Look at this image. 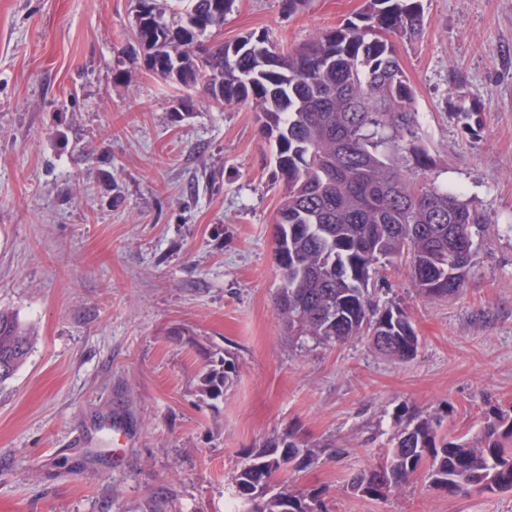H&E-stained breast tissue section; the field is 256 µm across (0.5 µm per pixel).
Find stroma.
Segmentation results:
<instances>
[{
    "mask_svg": "<svg viewBox=\"0 0 512 512\" xmlns=\"http://www.w3.org/2000/svg\"><path fill=\"white\" fill-rule=\"evenodd\" d=\"M365 0H232L203 47L298 46ZM398 41L439 184L492 226L468 283L421 297L380 273L419 337L398 362L367 339L301 349L273 309L285 184L255 107L146 71L132 0H0V308L36 337L0 386V512H225L246 450L288 431L344 457L287 472L329 512H512V492L448 495L415 477L350 494L400 403L476 427L512 404V0H423ZM232 353L223 399L199 391ZM235 377L236 367L230 354L226 351L212 353L199 376V390L210 400L221 399L234 385Z\"/></svg>",
    "mask_w": 512,
    "mask_h": 512,
    "instance_id": "stroma-1",
    "label": "stroma"
}]
</instances>
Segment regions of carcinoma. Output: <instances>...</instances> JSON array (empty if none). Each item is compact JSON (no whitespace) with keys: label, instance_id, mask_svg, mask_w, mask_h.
<instances>
[{"label":"carcinoma","instance_id":"obj_1","mask_svg":"<svg viewBox=\"0 0 512 512\" xmlns=\"http://www.w3.org/2000/svg\"><path fill=\"white\" fill-rule=\"evenodd\" d=\"M186 2L172 24L157 0H135V28L149 72L200 86L214 103H251L286 192L278 209L274 258L282 284L274 309L296 343L335 346L367 337L405 362L419 340L404 308L381 306L373 278L401 263L416 290L446 299L464 288L475 239L490 229L456 190L428 177L415 93L394 38L425 28L422 0H367L362 12L299 47L245 37L205 50L196 33L224 25L231 0ZM34 335L0 308V385L27 362ZM230 354L215 352L199 376L210 400L234 385ZM442 417L406 404L393 414L385 463L349 474L346 490L382 500L417 475L450 495L512 492V405H492L473 431L450 435ZM345 449L311 444L294 432L245 453L232 480L242 512H327L319 489L297 490L282 472L302 471Z\"/></svg>","mask_w":512,"mask_h":512}]
</instances>
